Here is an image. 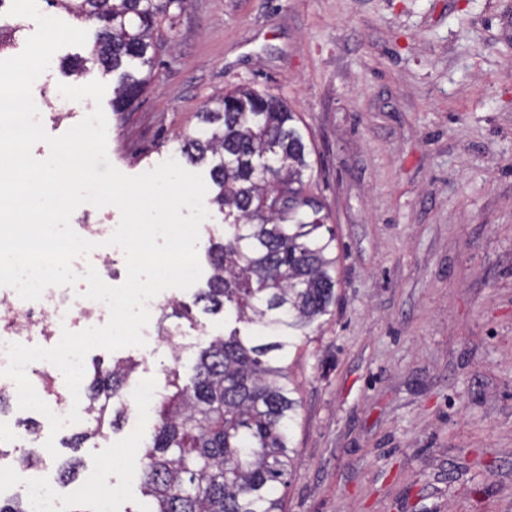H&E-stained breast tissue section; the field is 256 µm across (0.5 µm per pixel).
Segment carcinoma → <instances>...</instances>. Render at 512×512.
I'll list each match as a JSON object with an SVG mask.
<instances>
[{
	"label": "carcinoma",
	"mask_w": 512,
	"mask_h": 512,
	"mask_svg": "<svg viewBox=\"0 0 512 512\" xmlns=\"http://www.w3.org/2000/svg\"><path fill=\"white\" fill-rule=\"evenodd\" d=\"M99 27L93 61L118 75L112 110L127 112L147 77L154 33L187 0H45ZM191 163L211 162L212 202L224 232L210 242L211 275L195 303L250 327L200 348L194 375L168 371L152 444L140 458L151 512H284L281 486L294 475L297 388L288 360L336 302V235L312 191L311 148L288 102L237 88L176 135ZM136 363L95 369L84 390L93 432L126 409L123 389Z\"/></svg>",
	"instance_id": "carcinoma-1"
}]
</instances>
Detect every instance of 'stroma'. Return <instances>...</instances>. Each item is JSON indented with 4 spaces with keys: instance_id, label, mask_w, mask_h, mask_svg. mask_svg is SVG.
<instances>
[{
    "instance_id": "stroma-1",
    "label": "stroma",
    "mask_w": 512,
    "mask_h": 512,
    "mask_svg": "<svg viewBox=\"0 0 512 512\" xmlns=\"http://www.w3.org/2000/svg\"><path fill=\"white\" fill-rule=\"evenodd\" d=\"M59 50L44 78L91 59ZM132 111L104 95L107 152L134 176L178 158L174 136L239 87L285 99L309 132L314 192L341 255L338 302L292 367L301 401L285 512H512V0H188ZM169 317L189 378L223 334L194 293ZM131 358V383L165 384L167 347ZM153 410L59 448L42 469L70 512H147L138 462ZM0 464L43 447L49 424L10 406ZM71 462L75 477L57 482Z\"/></svg>"
}]
</instances>
